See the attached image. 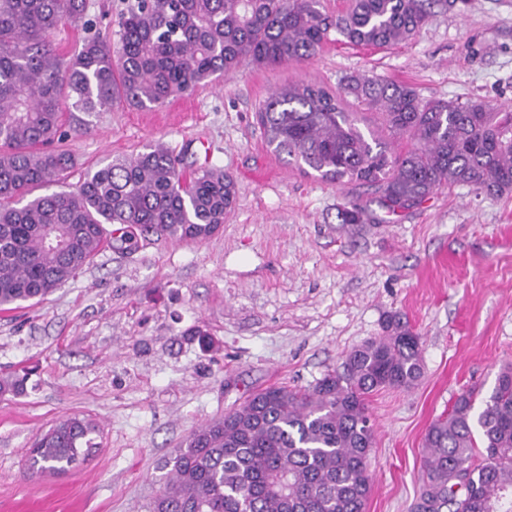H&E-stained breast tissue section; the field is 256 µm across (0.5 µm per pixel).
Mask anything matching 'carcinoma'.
<instances>
[{
	"mask_svg": "<svg viewBox=\"0 0 512 512\" xmlns=\"http://www.w3.org/2000/svg\"><path fill=\"white\" fill-rule=\"evenodd\" d=\"M437 0H128L113 43L86 38L72 56L49 35L83 18L86 0H0V311L36 304L105 248L108 224L176 240L211 237L232 209L235 183L221 170L187 173L155 143L85 171L72 190L35 196L76 166L57 148L65 112L150 109L233 75L314 56L330 31L386 47L416 36ZM377 110L390 143L356 125L344 100ZM257 121L273 152L329 182L375 188L395 213L444 185L489 196L512 192V109L475 99H424L407 83L373 75L340 90L299 81L273 92ZM383 335L351 350L308 389L272 385L205 423L169 459V480L150 512H364L374 443L370 397L409 390L423 375L421 336L398 314ZM25 378H0V395ZM464 391L424 438L425 478L412 512H512V364L475 406ZM95 426L59 420L35 442L31 467L60 472L93 447Z\"/></svg>",
	"mask_w": 512,
	"mask_h": 512,
	"instance_id": "cac0c4a2",
	"label": "carcinoma"
}]
</instances>
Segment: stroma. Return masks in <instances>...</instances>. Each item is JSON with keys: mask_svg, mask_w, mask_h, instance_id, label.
<instances>
[{"mask_svg": "<svg viewBox=\"0 0 512 512\" xmlns=\"http://www.w3.org/2000/svg\"><path fill=\"white\" fill-rule=\"evenodd\" d=\"M125 6L87 0L81 21L52 34L54 48L112 38ZM351 74L512 107V0L435 7L414 40L389 48L331 37L306 61L245 62L150 110L73 114L68 184L161 142L232 175L237 197L205 241L139 238L43 302L0 312V376L29 373L23 394L0 397V512H149L192 430L258 388L314 386L395 313L421 335L425 373L370 399L366 512H411L430 424L461 392H491L512 362V193L451 186L389 213L372 188L320 180L268 149L255 113L274 90L308 81L335 91ZM354 202L366 204L365 223H342ZM67 416L96 424V451L65 472L29 471L36 437Z\"/></svg>", "mask_w": 512, "mask_h": 512, "instance_id": "1", "label": "stroma"}]
</instances>
